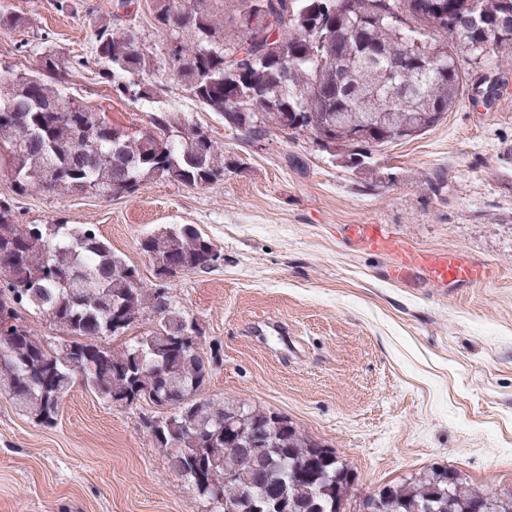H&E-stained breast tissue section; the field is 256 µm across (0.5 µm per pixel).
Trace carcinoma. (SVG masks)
<instances>
[{
  "instance_id": "cac0c4a2",
  "label": "carcinoma",
  "mask_w": 512,
  "mask_h": 512,
  "mask_svg": "<svg viewBox=\"0 0 512 512\" xmlns=\"http://www.w3.org/2000/svg\"><path fill=\"white\" fill-rule=\"evenodd\" d=\"M152 0L158 30L174 41L168 70L224 126L256 141L272 132L306 133L340 150L359 165L368 149L398 140V129L417 135L449 112L463 92L466 74L457 51L480 66L501 49L512 48V0H235L234 24L218 20L215 0ZM26 22L0 0V28ZM358 28L356 53L336 69L327 45L344 30ZM127 21L103 25L95 37L96 58L106 63L100 76L118 95H155L153 84L137 91L118 79L127 73L152 78L157 58L136 44ZM243 49L255 58L244 79L226 81L230 55ZM405 62L399 72L392 62ZM288 69L277 92L259 91L269 73ZM62 63L51 50L29 72L0 73V145L8 148L9 175L16 190L63 191L103 199L134 194L148 179L164 178L205 187L224 176V151L213 139L200 145L194 126L172 112L150 116L153 130L128 135L98 113L74 102L56 84ZM84 149L101 156L95 166L75 163ZM12 205L0 199V391L39 422H54L74 384L110 402L114 395L168 397L175 412L152 426L172 470L200 496L213 500L219 487L221 512H255L261 494L243 499L240 487L254 481L253 467L228 439L226 423L272 426L279 415L245 403L226 405L192 400L214 360L200 354L202 331L184 336L190 320L168 298V287L150 288L92 224H17ZM147 254L185 272L215 268L216 246L191 225L172 226L144 238ZM39 278L40 288L28 283ZM63 338L52 342L20 323L19 311L46 314ZM145 309L158 316L155 328L119 350L99 342L125 331ZM320 445L293 424L283 425L261 464L262 484L288 482L289 512H336L348 493L346 465L329 461L301 469L318 456ZM448 495L437 492L436 469L420 471L382 488V512H512V493L472 486L447 469Z\"/></svg>"
}]
</instances>
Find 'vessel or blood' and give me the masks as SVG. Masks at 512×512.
<instances>
[{"mask_svg": "<svg viewBox=\"0 0 512 512\" xmlns=\"http://www.w3.org/2000/svg\"><path fill=\"white\" fill-rule=\"evenodd\" d=\"M350 234L357 241H370L394 252L395 276L400 280L406 279L416 270L425 271L436 282L451 286L477 283L491 275L487 265L469 260L454 251L438 252L404 247L396 239L385 235L382 227L376 224L351 225Z\"/></svg>", "mask_w": 512, "mask_h": 512, "instance_id": "vessel-or-blood-1", "label": "vessel or blood"}]
</instances>
